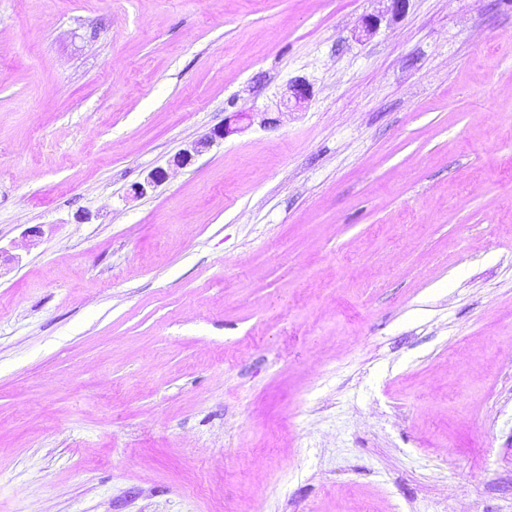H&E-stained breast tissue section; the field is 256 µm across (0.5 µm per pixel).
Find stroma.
<instances>
[{
  "label": "stroma",
  "instance_id": "35a3bbf8",
  "mask_svg": "<svg viewBox=\"0 0 512 512\" xmlns=\"http://www.w3.org/2000/svg\"><path fill=\"white\" fill-rule=\"evenodd\" d=\"M384 8L0 0V512H512V0ZM248 113H236L232 117L225 118L224 120V126L215 130L209 138H205L204 140H200L198 142H195L191 149H186L182 153L179 154L177 157V163L180 165H186L188 164L194 154H198L202 152L203 149H206L210 147V145L216 140V139H223L230 135L233 132L238 131V127H233V124L236 125V122L242 120L244 116H247Z\"/></svg>",
  "mask_w": 512,
  "mask_h": 512
}]
</instances>
